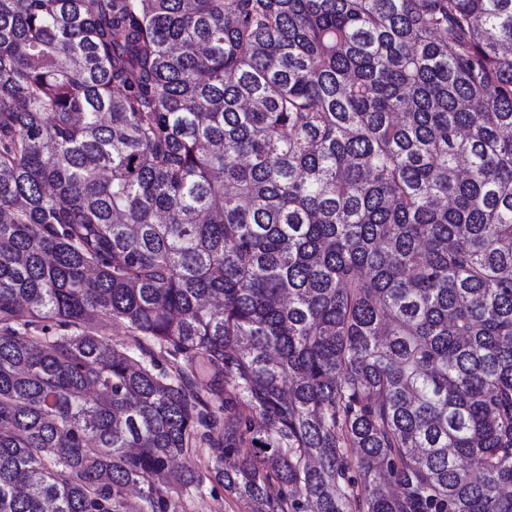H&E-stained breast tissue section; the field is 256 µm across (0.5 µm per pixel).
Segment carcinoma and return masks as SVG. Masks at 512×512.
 Here are the masks:
<instances>
[{"label": "carcinoma", "instance_id": "carcinoma-1", "mask_svg": "<svg viewBox=\"0 0 512 512\" xmlns=\"http://www.w3.org/2000/svg\"><path fill=\"white\" fill-rule=\"evenodd\" d=\"M509 46L512 0H0V512H512ZM171 509L175 504L174 512H248L247 505L225 491L223 487L206 480L201 493L179 492L170 493Z\"/></svg>", "mask_w": 512, "mask_h": 512}]
</instances>
